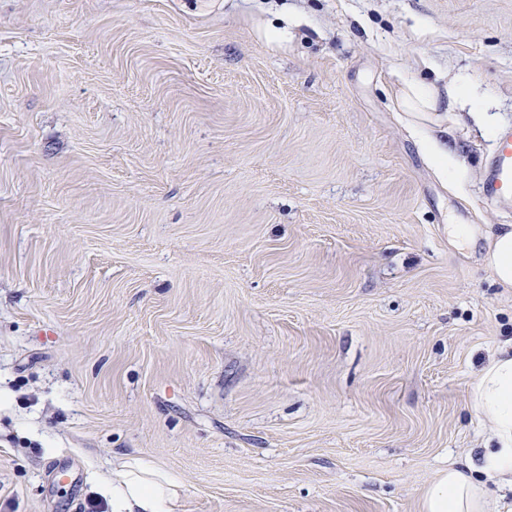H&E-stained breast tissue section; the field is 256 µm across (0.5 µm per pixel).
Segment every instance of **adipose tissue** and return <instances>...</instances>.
Listing matches in <instances>:
<instances>
[{
	"label": "adipose tissue",
	"mask_w": 512,
	"mask_h": 512,
	"mask_svg": "<svg viewBox=\"0 0 512 512\" xmlns=\"http://www.w3.org/2000/svg\"><path fill=\"white\" fill-rule=\"evenodd\" d=\"M494 281L512 289V225L489 239ZM470 407L491 435L465 468L441 470L424 491L421 512H489L490 486L512 487V339L506 341L469 388ZM112 512H175L176 477L152 458L118 455L105 481Z\"/></svg>",
	"instance_id": "1"
}]
</instances>
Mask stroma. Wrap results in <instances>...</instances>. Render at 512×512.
Returning <instances> with one entry per match:
<instances>
[{
	"instance_id": "obj_1",
	"label": "stroma",
	"mask_w": 512,
	"mask_h": 512,
	"mask_svg": "<svg viewBox=\"0 0 512 512\" xmlns=\"http://www.w3.org/2000/svg\"><path fill=\"white\" fill-rule=\"evenodd\" d=\"M470 80L512 127V0H0V512H112L118 454L176 512H421L512 338ZM396 107L402 112H433V93L418 82L405 83L395 95ZM424 146L437 168H461L464 166V162L460 161L448 146L446 147L436 140H429Z\"/></svg>"
}]
</instances>
